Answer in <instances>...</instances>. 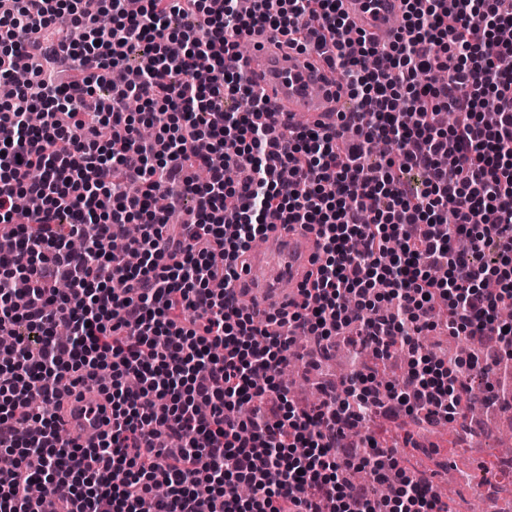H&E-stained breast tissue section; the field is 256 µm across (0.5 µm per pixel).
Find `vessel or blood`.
Returning a JSON list of instances; mask_svg holds the SVG:
<instances>
[{
	"label": "vessel or blood",
	"mask_w": 512,
	"mask_h": 512,
	"mask_svg": "<svg viewBox=\"0 0 512 512\" xmlns=\"http://www.w3.org/2000/svg\"><path fill=\"white\" fill-rule=\"evenodd\" d=\"M403 7V0L341 2L354 31L364 34L380 50L394 41L396 20ZM249 41L252 55L243 64L251 70L253 86L265 103L263 122L292 128L301 117L312 128L336 126L347 94L316 55L280 45L278 36L270 32L252 35ZM315 253L314 232L293 224L270 231L262 247L245 256V270L234 292L256 322L266 323L286 295L297 293L313 268ZM107 406L105 395L95 387L62 395L58 400V424L64 438L83 446L95 441L111 424Z\"/></svg>",
	"instance_id": "b4317fda"
}]
</instances>
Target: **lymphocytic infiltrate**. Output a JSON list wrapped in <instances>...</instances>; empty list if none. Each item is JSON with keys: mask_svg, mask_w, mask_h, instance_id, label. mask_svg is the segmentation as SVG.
<instances>
[{"mask_svg": "<svg viewBox=\"0 0 512 512\" xmlns=\"http://www.w3.org/2000/svg\"><path fill=\"white\" fill-rule=\"evenodd\" d=\"M179 14L194 23L175 28ZM265 31L343 73L340 128L282 137L257 121L239 42ZM377 54L340 0H253L245 14L235 0H0V77L23 60L31 73L0 103V335L15 339L0 349V512H43L33 483L55 512H442L395 449L344 435L374 413L434 424L471 402L420 342L440 302L453 335L512 377V329L496 317L512 300V0H405L387 68L370 67ZM131 99L154 139L139 137ZM448 111L456 125L437 127ZM380 140L393 157L375 158ZM20 195L35 207L18 211ZM189 198L191 221L170 223ZM269 212L314 231L319 261L303 301L273 314L276 332L233 291ZM129 224L140 233L128 240ZM435 266L445 280L430 279ZM296 328L380 358L406 350L405 387L356 368L294 406L275 376L296 357ZM65 378L111 407L86 448L57 437ZM360 468L373 487L348 481ZM391 478L396 493L378 496Z\"/></svg>", "mask_w": 512, "mask_h": 512, "instance_id": "obj_1", "label": "lymphocytic infiltrate"}]
</instances>
